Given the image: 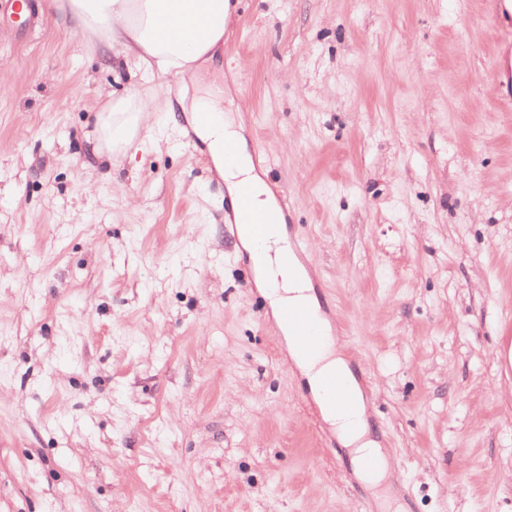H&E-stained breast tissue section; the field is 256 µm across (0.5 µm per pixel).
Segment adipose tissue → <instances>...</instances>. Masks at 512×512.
Wrapping results in <instances>:
<instances>
[{
  "mask_svg": "<svg viewBox=\"0 0 512 512\" xmlns=\"http://www.w3.org/2000/svg\"><path fill=\"white\" fill-rule=\"evenodd\" d=\"M49 8L77 18L82 28L107 46H119L133 59V71L151 81L167 76H192L213 60L228 31L235 6L232 0H49ZM150 105L137 89L108 102L97 115V128L112 149H131L140 131L150 125ZM185 120L204 143L214 169L224 180L232 200L247 198L252 206L266 208L274 199L258 174L247 150L241 125L226 113L219 97L208 87L195 90L183 104ZM239 241L249 254L257 284L273 311L288 305L318 309L307 272L282 269L277 256L286 245L282 230L257 238L250 225H241ZM305 378L322 419L349 448L353 464L381 455L367 422L365 400L337 345L326 346L314 358H293ZM333 370L348 384L353 401L345 411L335 410L321 389L324 371Z\"/></svg>",
  "mask_w": 512,
  "mask_h": 512,
  "instance_id": "adipose-tissue-1",
  "label": "adipose tissue"
}]
</instances>
